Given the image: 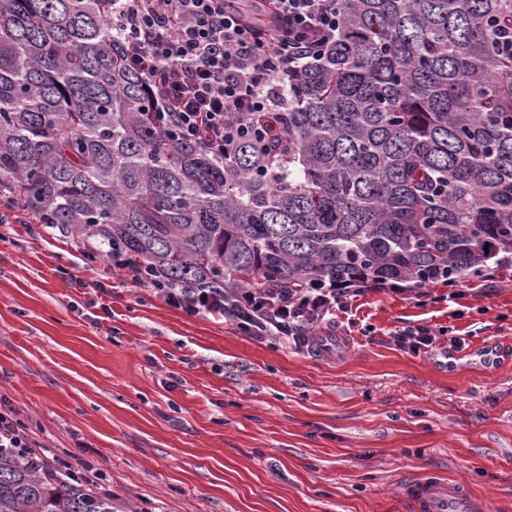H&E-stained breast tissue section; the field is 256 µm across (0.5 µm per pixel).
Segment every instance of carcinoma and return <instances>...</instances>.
Returning <instances> with one entry per match:
<instances>
[{
	"label": "carcinoma",
	"mask_w": 512,
	"mask_h": 512,
	"mask_svg": "<svg viewBox=\"0 0 512 512\" xmlns=\"http://www.w3.org/2000/svg\"><path fill=\"white\" fill-rule=\"evenodd\" d=\"M229 158L161 127L112 0H0V196L171 286L454 284L512 255V0H336ZM0 512H130L0 448Z\"/></svg>",
	"instance_id": "carcinoma-1"
}]
</instances>
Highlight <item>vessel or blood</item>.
Wrapping results in <instances>:
<instances>
[{
	"instance_id": "obj_1",
	"label": "vessel or blood",
	"mask_w": 512,
	"mask_h": 512,
	"mask_svg": "<svg viewBox=\"0 0 512 512\" xmlns=\"http://www.w3.org/2000/svg\"><path fill=\"white\" fill-rule=\"evenodd\" d=\"M402 508L404 512H485L486 505L462 485L429 474L407 481Z\"/></svg>"
}]
</instances>
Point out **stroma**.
<instances>
[{
    "instance_id": "stroma-1",
    "label": "stroma",
    "mask_w": 512,
    "mask_h": 512,
    "mask_svg": "<svg viewBox=\"0 0 512 512\" xmlns=\"http://www.w3.org/2000/svg\"><path fill=\"white\" fill-rule=\"evenodd\" d=\"M0 198V409L136 512H402L408 475L512 512V266L337 312L308 353L190 315ZM425 325L416 354L395 331ZM498 367L445 365L454 340Z\"/></svg>"
}]
</instances>
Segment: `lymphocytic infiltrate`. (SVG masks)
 Segmentation results:
<instances>
[{
  "label": "lymphocytic infiltrate",
  "mask_w": 512,
  "mask_h": 512,
  "mask_svg": "<svg viewBox=\"0 0 512 512\" xmlns=\"http://www.w3.org/2000/svg\"><path fill=\"white\" fill-rule=\"evenodd\" d=\"M280 22L265 37L227 0H113L112 26L125 36V59L151 83L159 118L210 153L230 154L249 133L251 116L287 106L289 73L318 59L336 37L332 0H267ZM367 289L356 282L316 288L230 290L203 280L161 286L166 302L191 315L237 321L253 336H279L306 347L309 337L332 335L336 313ZM0 448L39 466L55 464L9 412H0Z\"/></svg>",
  "instance_id": "1"
}]
</instances>
